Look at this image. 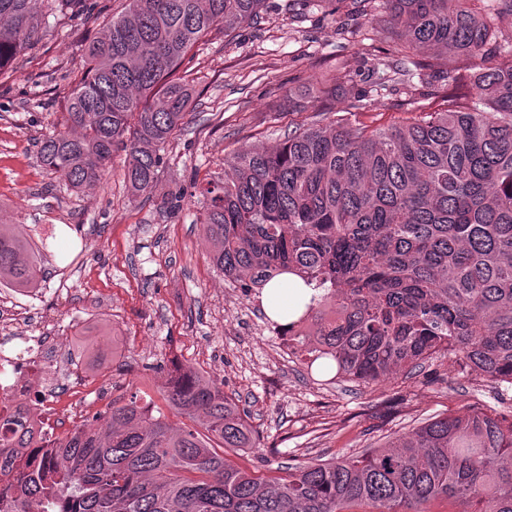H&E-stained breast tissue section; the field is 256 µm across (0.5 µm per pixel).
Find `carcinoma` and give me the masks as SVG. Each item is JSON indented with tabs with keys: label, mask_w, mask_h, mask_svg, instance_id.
Returning <instances> with one entry per match:
<instances>
[{
	"label": "carcinoma",
	"mask_w": 512,
	"mask_h": 512,
	"mask_svg": "<svg viewBox=\"0 0 512 512\" xmlns=\"http://www.w3.org/2000/svg\"><path fill=\"white\" fill-rule=\"evenodd\" d=\"M264 0H129L85 46L86 73L63 126L38 158L83 189L101 181L117 146L134 194L155 187L165 146L192 89L178 76L199 38L260 17ZM406 88L451 84L437 108L385 128L338 118L272 148L225 161L224 177L192 184L212 261L241 287L292 274L314 290L286 327L309 365L366 384L436 354L512 386V36L492 15L512 0H383ZM92 0H0V75L50 27ZM26 242L0 224V283L36 285ZM165 400L194 426L179 433L136 396L65 437L0 434V474L17 475L0 512H512V415L433 417L383 449L281 467L259 480L224 449L264 447L224 388L176 366Z\"/></svg>",
	"instance_id": "1"
}]
</instances>
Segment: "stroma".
<instances>
[{"instance_id": "35a3bbf8", "label": "stroma", "mask_w": 512, "mask_h": 512, "mask_svg": "<svg viewBox=\"0 0 512 512\" xmlns=\"http://www.w3.org/2000/svg\"><path fill=\"white\" fill-rule=\"evenodd\" d=\"M97 4L94 14L61 18L0 76V224L15 225L42 270L35 290L0 284V294L41 305L62 324L45 357L61 366L53 377L59 387L77 378L85 390H100L83 420L136 393L173 428L188 425L159 394L165 375L156 369L187 365L249 412L262 452L225 455L265 479L284 463L382 447L432 417L512 412V388H493L444 357L372 385L307 371L303 355L261 315L257 290L213 267L195 199L173 213L160 207L168 193L223 175L235 152L274 146L320 120L316 88L335 87L332 116H348L362 95L370 109L361 120L389 124L403 93L389 79L380 4L356 17L350 0H265L257 22L203 35L179 70L194 92L184 128L147 197L128 189L123 149L89 191L68 188L36 157L83 74L85 44L127 0Z\"/></svg>"}]
</instances>
